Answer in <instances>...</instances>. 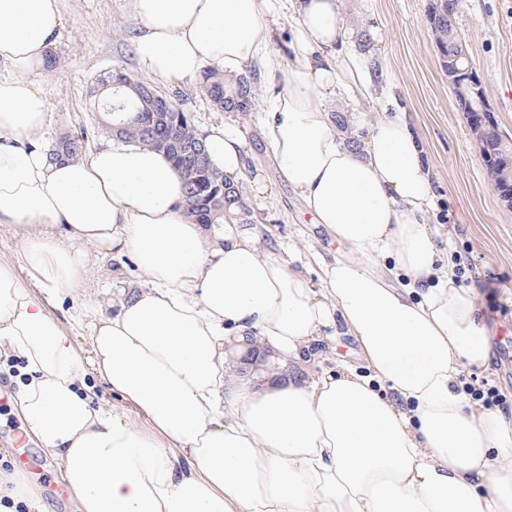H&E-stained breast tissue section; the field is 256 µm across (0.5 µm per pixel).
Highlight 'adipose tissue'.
<instances>
[{"instance_id": "1", "label": "adipose tissue", "mask_w": 512, "mask_h": 512, "mask_svg": "<svg viewBox=\"0 0 512 512\" xmlns=\"http://www.w3.org/2000/svg\"><path fill=\"white\" fill-rule=\"evenodd\" d=\"M344 5L127 0L132 49L152 76L270 73L260 100L271 154L344 249L314 289L253 230L193 223L161 151L115 141L50 159L35 77L62 27L59 0H0V224L23 231L41 287L23 288L0 263V352L21 362L19 409L78 512H512V418L475 411L459 382L486 367L490 344L472 294L439 264L418 138L394 114L358 147L328 114L338 92L373 88L348 45ZM282 16L293 28L288 66L272 50ZM204 141L214 167L263 191L237 127ZM90 246L130 257L138 285L95 326L87 364L47 301L79 286ZM387 255L404 287L376 267ZM342 334L369 375H225L227 347L248 338L298 366L313 342ZM91 373L120 410L95 405Z\"/></svg>"}]
</instances>
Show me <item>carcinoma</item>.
I'll use <instances>...</instances> for the list:
<instances>
[{
	"label": "carcinoma",
	"mask_w": 512,
	"mask_h": 512,
	"mask_svg": "<svg viewBox=\"0 0 512 512\" xmlns=\"http://www.w3.org/2000/svg\"><path fill=\"white\" fill-rule=\"evenodd\" d=\"M427 23L438 51L448 55V24L431 18L427 19ZM254 80L253 73L243 75L228 89L224 83V74L206 69L203 71L201 89L219 111L249 112L254 105ZM131 83L136 85L139 80L115 71L100 78L93 87L94 109L109 117L114 112L123 114V120L117 123L108 121L101 125L100 133L166 152L184 181L186 210L195 223L222 224L226 216L244 223L248 209L244 201L243 184L227 179L209 162L203 166L195 164L188 154L186 146L200 142L191 119L177 105L164 113L156 111L129 87ZM176 123L179 124V142L160 140V126ZM61 150L70 153L72 157H78L85 152L86 145L79 136L68 135L61 138L49 157L57 158V152Z\"/></svg>",
	"instance_id": "cac0c4a2"
}]
</instances>
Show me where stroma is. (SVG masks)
<instances>
[{
  "mask_svg": "<svg viewBox=\"0 0 512 512\" xmlns=\"http://www.w3.org/2000/svg\"><path fill=\"white\" fill-rule=\"evenodd\" d=\"M60 7L63 24L52 48L57 65L37 76L49 112L39 138L51 147L66 135L82 132L92 147L102 140L97 129L103 115L95 111L90 95L96 79L117 68L142 80L148 74L127 37L133 20L126 0H60ZM426 7L427 0H348L346 23L353 32L352 43L373 63L382 90L356 99L339 96L329 112L344 117L351 139L398 112L417 133L433 195L426 218L438 231L440 260L462 266L481 318L492 332L486 369L479 375L461 374L460 379L476 386L488 381L512 408V209L502 206L488 179L466 116L459 112L440 69ZM455 26L470 44L472 64L500 130L512 138V111L503 106L506 93L512 92V77H505L497 67L500 53L512 49V39L500 30L498 0H459ZM163 90L190 113L198 132L224 123L245 129L247 167L268 187L265 196L246 199L252 223L261 233V246L289 262L313 288H321L320 264L338 256L339 246L326 227L315 222L274 164L261 133L260 109L217 111L195 81L167 84ZM24 251L22 231L0 224V262L12 266L21 285L34 292L38 286ZM136 282V267L129 257L103 251L90 256L80 288L62 306L51 307L83 359L92 357L93 329L101 314ZM5 362L1 356L0 384L8 389V402L0 410V456L25 472L28 464L11 447L17 439L15 427L23 419L17 408V385ZM341 366L366 370L348 337L322 339L304 367L292 366L288 372L304 371L315 377Z\"/></svg>",
  "mask_w": 512,
  "mask_h": 512,
  "instance_id": "obj_1",
  "label": "stroma"
}]
</instances>
